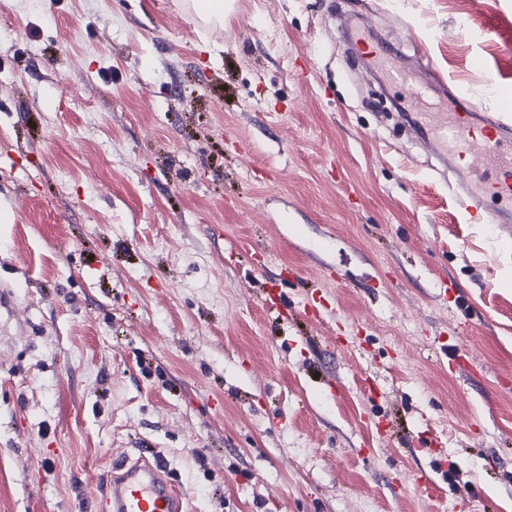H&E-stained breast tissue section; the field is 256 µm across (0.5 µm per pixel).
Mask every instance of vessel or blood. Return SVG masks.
Returning a JSON list of instances; mask_svg holds the SVG:
<instances>
[{"instance_id": "vessel-or-blood-1", "label": "vessel or blood", "mask_w": 512, "mask_h": 512, "mask_svg": "<svg viewBox=\"0 0 512 512\" xmlns=\"http://www.w3.org/2000/svg\"><path fill=\"white\" fill-rule=\"evenodd\" d=\"M355 46L385 71L389 83L400 90L404 105L420 103L419 84L380 47L367 43L360 32ZM491 88L499 103L496 118L469 107L468 94L455 85L451 91L456 110L439 113L415 130L438 153L465 159L460 173L467 178L466 186L454 194L460 219L465 224L490 225L496 245L508 248L512 246V85L495 82ZM99 503L102 512H187L180 488L157 459L113 463L102 478Z\"/></svg>"}]
</instances>
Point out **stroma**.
I'll list each match as a JSON object with an SVG mask.
<instances>
[{
  "label": "stroma",
  "mask_w": 512,
  "mask_h": 512,
  "mask_svg": "<svg viewBox=\"0 0 512 512\" xmlns=\"http://www.w3.org/2000/svg\"><path fill=\"white\" fill-rule=\"evenodd\" d=\"M190 2L0 0V512L145 456L191 512H512V250L347 36L494 113L512 0ZM191 4L205 24H223L224 15L232 10V2L224 0H193Z\"/></svg>",
  "instance_id": "obj_1"
}]
</instances>
